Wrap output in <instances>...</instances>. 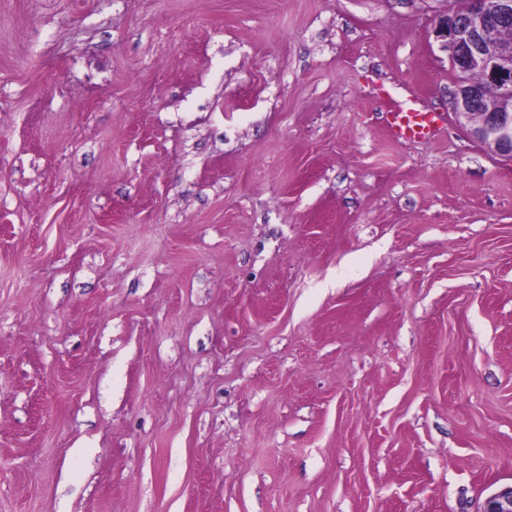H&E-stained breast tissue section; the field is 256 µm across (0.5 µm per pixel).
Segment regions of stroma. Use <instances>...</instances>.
<instances>
[{
	"mask_svg": "<svg viewBox=\"0 0 512 512\" xmlns=\"http://www.w3.org/2000/svg\"><path fill=\"white\" fill-rule=\"evenodd\" d=\"M453 7L0 0V512L512 484V159L450 107ZM442 121L440 113L418 108L414 102L394 105L385 112L386 127L397 140L432 138L440 129Z\"/></svg>",
	"mask_w": 512,
	"mask_h": 512,
	"instance_id": "stroma-1",
	"label": "stroma"
}]
</instances>
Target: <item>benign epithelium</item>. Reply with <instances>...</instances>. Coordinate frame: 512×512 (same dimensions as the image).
Masks as SVG:
<instances>
[{
	"label": "benign epithelium",
	"mask_w": 512,
	"mask_h": 512,
	"mask_svg": "<svg viewBox=\"0 0 512 512\" xmlns=\"http://www.w3.org/2000/svg\"><path fill=\"white\" fill-rule=\"evenodd\" d=\"M512 17V0H467L441 22L437 34L444 41L448 59L459 71L476 70V84L456 82L451 92L453 112L473 124L472 135L512 159V111L495 100L512 98V39L480 42L479 36L501 27ZM483 512H512V485L486 500Z\"/></svg>",
	"instance_id": "benign-epithelium-1"
}]
</instances>
